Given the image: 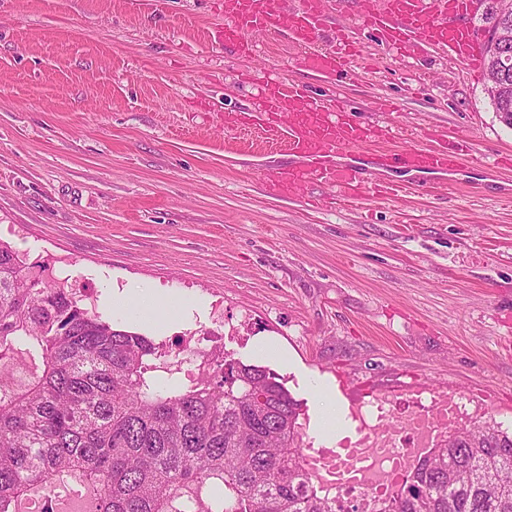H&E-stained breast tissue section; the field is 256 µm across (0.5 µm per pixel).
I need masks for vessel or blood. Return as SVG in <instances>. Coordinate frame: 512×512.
<instances>
[{
    "label": "vessel or blood",
    "mask_w": 512,
    "mask_h": 512,
    "mask_svg": "<svg viewBox=\"0 0 512 512\" xmlns=\"http://www.w3.org/2000/svg\"><path fill=\"white\" fill-rule=\"evenodd\" d=\"M284 0H224L225 42L250 52L248 36L265 29L289 37L308 49L300 64L305 69L327 73L343 67L340 50L348 46L344 28H337L335 46L311 50L322 22L320 0H306L305 10L285 8ZM481 8L480 0H372L360 17L362 26L377 30L391 46L408 49L413 44L445 49L448 54L467 50L469 66H477L480 53L473 46L472 18ZM259 110L266 132L285 140L289 154L299 156L301 165L278 172L269 180V190L283 197L302 195L313 182L331 185L337 201L355 198L368 179L355 167L340 164L339 156L360 152L373 139V128L350 120L343 110L327 111L314 97L297 85L264 79ZM377 161L416 172L449 171L461 168L459 153L412 148L403 152L380 150Z\"/></svg>",
    "instance_id": "vessel-or-blood-1"
}]
</instances>
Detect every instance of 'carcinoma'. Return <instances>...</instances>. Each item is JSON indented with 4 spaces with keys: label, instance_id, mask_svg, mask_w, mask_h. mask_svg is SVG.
Returning <instances> with one entry per match:
<instances>
[{
    "label": "carcinoma",
    "instance_id": "1",
    "mask_svg": "<svg viewBox=\"0 0 512 512\" xmlns=\"http://www.w3.org/2000/svg\"><path fill=\"white\" fill-rule=\"evenodd\" d=\"M24 346L40 365L0 383V512L72 474L89 512H512V433L491 418L441 436L382 506L336 509L275 374L208 357L186 384L162 345L0 242V368Z\"/></svg>",
    "mask_w": 512,
    "mask_h": 512
}]
</instances>
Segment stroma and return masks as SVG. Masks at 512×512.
<instances>
[{"label":"stroma","mask_w":512,"mask_h":512,"mask_svg":"<svg viewBox=\"0 0 512 512\" xmlns=\"http://www.w3.org/2000/svg\"><path fill=\"white\" fill-rule=\"evenodd\" d=\"M361 0H322L316 47L346 27L360 47L343 71L302 69L304 49L269 31L255 51L225 44L224 0H0V241L52 260L84 307L163 344L190 380L194 354L276 374L304 412L307 448L360 438L363 401L405 426L434 391L459 423L512 431V128L485 74L447 52L400 53L357 24ZM294 82L328 109L387 131L383 146L464 147L458 173L393 166L410 193L346 206L266 187L289 156L256 125L224 116L259 98L257 72ZM147 288L181 321L112 306ZM278 343L283 359L257 354ZM347 408L335 432L326 391Z\"/></svg>","instance_id":"1"}]
</instances>
